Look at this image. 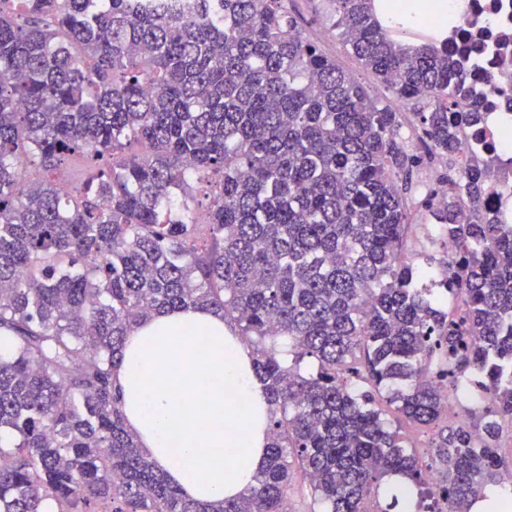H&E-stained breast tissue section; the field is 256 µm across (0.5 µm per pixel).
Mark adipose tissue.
I'll return each mask as SVG.
<instances>
[{
	"label": "adipose tissue",
	"instance_id": "1",
	"mask_svg": "<svg viewBox=\"0 0 512 512\" xmlns=\"http://www.w3.org/2000/svg\"><path fill=\"white\" fill-rule=\"evenodd\" d=\"M392 29L448 32L457 0H375ZM130 430L181 493L217 504L246 491L264 466L268 402L252 360L223 317L165 311L138 324L113 371Z\"/></svg>",
	"mask_w": 512,
	"mask_h": 512
}]
</instances>
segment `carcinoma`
Instances as JSON below:
<instances>
[{"label":"carcinoma","mask_w":512,"mask_h":512,"mask_svg":"<svg viewBox=\"0 0 512 512\" xmlns=\"http://www.w3.org/2000/svg\"><path fill=\"white\" fill-rule=\"evenodd\" d=\"M329 2L391 98L324 55L287 0H195L190 17L0 0V512H290L297 479L325 512H386L394 477L470 512L512 484V224L485 206L493 160L447 175L445 206L409 181L481 121L470 48L406 44L374 0ZM420 100L414 154L401 107ZM75 154L107 161L78 196L56 184ZM195 183L216 187L203 214ZM417 215L449 247L455 309L402 258ZM190 307L238 328L270 403L265 466L213 507L155 469L112 381L135 325ZM465 385L490 404L441 423ZM382 387L435 426L438 485L375 408Z\"/></svg>","instance_id":"obj_1"}]
</instances>
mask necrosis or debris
Instances as JSON below:
<instances>
[{"instance_id": "necrosis-or-debris-1", "label": "necrosis or debris", "mask_w": 512, "mask_h": 512, "mask_svg": "<svg viewBox=\"0 0 512 512\" xmlns=\"http://www.w3.org/2000/svg\"><path fill=\"white\" fill-rule=\"evenodd\" d=\"M458 19L459 39L471 33L482 36L467 59V71L475 92L484 96L487 119L477 129H464L454 163L462 168L499 156L487 208L501 220L505 202L512 198V46L504 47L501 41L502 36L512 37V0H465Z\"/></svg>"}]
</instances>
